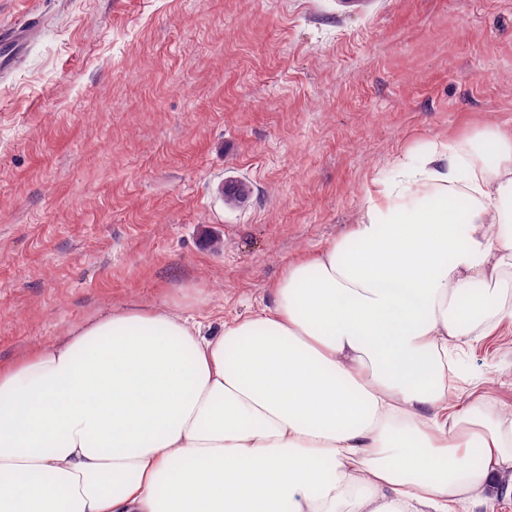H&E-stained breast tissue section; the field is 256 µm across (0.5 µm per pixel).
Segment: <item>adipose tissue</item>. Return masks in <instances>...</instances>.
Here are the masks:
<instances>
[{"label":"adipose tissue","instance_id":"ef3b65f1","mask_svg":"<svg viewBox=\"0 0 512 512\" xmlns=\"http://www.w3.org/2000/svg\"><path fill=\"white\" fill-rule=\"evenodd\" d=\"M512 132L432 141L273 306L127 305L0 365V512H493L512 407L455 402L512 322Z\"/></svg>","mask_w":512,"mask_h":512}]
</instances>
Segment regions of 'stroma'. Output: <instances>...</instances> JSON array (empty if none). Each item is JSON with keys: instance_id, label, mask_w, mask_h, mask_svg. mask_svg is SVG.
Masks as SVG:
<instances>
[{"instance_id": "35a3bbf8", "label": "stroma", "mask_w": 512, "mask_h": 512, "mask_svg": "<svg viewBox=\"0 0 512 512\" xmlns=\"http://www.w3.org/2000/svg\"><path fill=\"white\" fill-rule=\"evenodd\" d=\"M32 12L0 92V363L128 303L272 306L406 153L512 129V0H0ZM462 367L459 403L512 406V324Z\"/></svg>"}]
</instances>
